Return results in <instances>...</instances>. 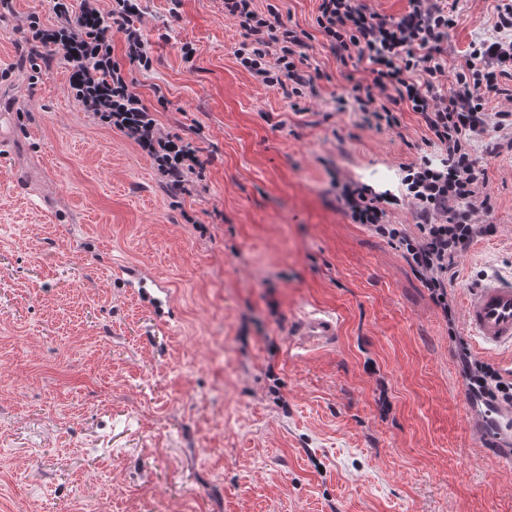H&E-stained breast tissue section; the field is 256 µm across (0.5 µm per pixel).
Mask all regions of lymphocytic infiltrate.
<instances>
[{
	"label": "lymphocytic infiltrate",
	"instance_id": "lymphocytic-infiltrate-1",
	"mask_svg": "<svg viewBox=\"0 0 512 512\" xmlns=\"http://www.w3.org/2000/svg\"><path fill=\"white\" fill-rule=\"evenodd\" d=\"M139 0H42L22 27L30 56L62 55L69 71V89L100 126L119 131L156 167L173 195L197 189L204 163L192 141L162 133L155 110L139 94L127 71L135 65L153 67L152 44L135 23ZM245 34L235 57L259 83L282 90L286 98L302 96L311 85L303 68L306 34L289 27L274 4L259 8L256 0H224ZM457 23L447 0H408V10L384 21L363 0H320L316 24L341 63H365L374 89L386 95L375 99L360 84L346 87L338 106L354 101L365 122L399 126L393 108L406 105L421 115L431 140L440 151V164L428 160L405 168L403 183L419 219L418 235L387 223V194L368 186L346 184L340 194L344 212L354 223L387 237L410 259L421 281L440 306L448 304V274L475 239L489 235L492 225L477 224L472 216L490 212L485 193L486 171L471 152L474 141L488 131L512 129L511 112H489L484 95L498 92V77L512 67V0H499L490 39L473 42L465 68L447 92L435 90L444 71L442 46ZM120 33L123 58L112 52V35ZM469 397L496 410L512 406V379L503 378L490 364L461 355Z\"/></svg>",
	"mask_w": 512,
	"mask_h": 512
}]
</instances>
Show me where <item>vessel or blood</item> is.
<instances>
[{"label":"vessel or blood","mask_w":512,"mask_h":512,"mask_svg":"<svg viewBox=\"0 0 512 512\" xmlns=\"http://www.w3.org/2000/svg\"><path fill=\"white\" fill-rule=\"evenodd\" d=\"M464 316L466 325L485 343L512 347V278L490 280L472 288ZM336 333L335 317L320 309L305 312L296 329L303 347L328 344Z\"/></svg>","instance_id":"1"}]
</instances>
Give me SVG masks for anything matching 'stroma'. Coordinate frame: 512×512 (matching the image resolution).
Here are the masks:
<instances>
[{"label":"stroma","instance_id":"stroma-1","mask_svg":"<svg viewBox=\"0 0 512 512\" xmlns=\"http://www.w3.org/2000/svg\"><path fill=\"white\" fill-rule=\"evenodd\" d=\"M308 35L312 89L296 99L238 64L224 0H141L151 70L131 68L162 132L208 163L190 196L98 126L61 62L28 58L0 21V512H512V409L471 431L458 352L512 379V350L464 330L479 280L512 276V148L485 167L491 235L458 258L444 317L412 265L338 202L349 181L401 192L406 165L438 159L421 116L382 131L337 111L364 67L343 65L318 0H273ZM498 0H457L443 56L453 80L491 35ZM194 49L184 59L182 44ZM388 221L417 234L410 204ZM161 285L154 309L119 273ZM332 313L331 344L300 349L303 311Z\"/></svg>","mask_w":512,"mask_h":512}]
</instances>
